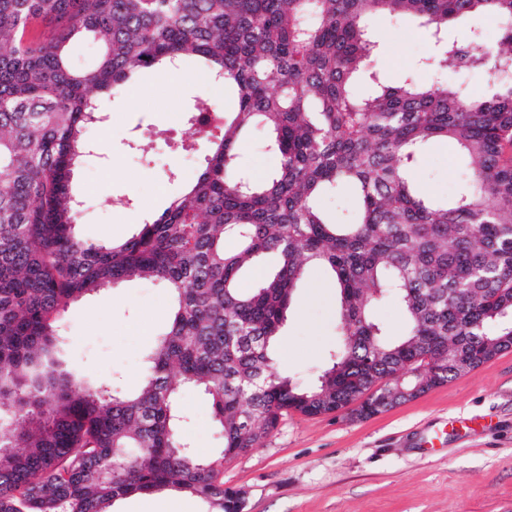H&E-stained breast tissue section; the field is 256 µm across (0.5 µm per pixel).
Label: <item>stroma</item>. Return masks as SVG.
I'll use <instances>...</instances> for the list:
<instances>
[{"instance_id": "35a3bbf8", "label": "stroma", "mask_w": 512, "mask_h": 512, "mask_svg": "<svg viewBox=\"0 0 512 512\" xmlns=\"http://www.w3.org/2000/svg\"><path fill=\"white\" fill-rule=\"evenodd\" d=\"M374 60L387 81L438 79L423 63L434 52L429 31L412 17L377 14ZM137 90L104 100L91 159L72 183L85 201L77 236L94 243L130 238L154 220L205 166L186 150L195 97L216 89L187 65L180 75L143 74ZM243 169L261 178L279 166L263 131L243 130L236 144ZM458 148L428 144L415 167L416 190L447 201L463 178ZM177 168L180 181L166 172ZM338 291L330 270L305 273L275 348L274 366L302 384L315 382L339 341ZM171 300L157 283L131 280L75 303L63 316L64 369L74 375L135 389L145 357L168 326ZM185 434L199 453L218 447L209 409L197 393L182 399ZM224 484L244 491L245 512H512V349L472 372L368 419L349 413L291 414L259 447L228 461ZM111 512H208L202 500L175 490L152 503L132 494Z\"/></svg>"}]
</instances>
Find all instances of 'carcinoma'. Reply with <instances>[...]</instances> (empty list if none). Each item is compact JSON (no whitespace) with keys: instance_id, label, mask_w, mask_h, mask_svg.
<instances>
[{"instance_id":"cac0c4a2","label":"carcinoma","mask_w":512,"mask_h":512,"mask_svg":"<svg viewBox=\"0 0 512 512\" xmlns=\"http://www.w3.org/2000/svg\"><path fill=\"white\" fill-rule=\"evenodd\" d=\"M380 12L419 19L434 39L426 66L481 69L485 94L380 79L365 24ZM477 13L501 22L500 47L448 39ZM82 41L96 57L80 68ZM187 61L237 97L231 120L220 97L193 104L187 148L204 149L205 168L127 240L79 239L72 176L93 156L102 99ZM509 72L512 0H0V512H110L164 489L237 512L224 463L288 413L375 416L398 386L430 390L512 348ZM251 126L280 160L260 180L238 165ZM435 140L459 145L467 171L444 204L411 177ZM343 189L353 215L335 222L318 200ZM267 254L275 273L241 287ZM310 266L334 273L340 341L307 387L270 348ZM131 279L169 290L171 323L139 389L86 384L60 368V321ZM389 298L405 315L399 339L373 318ZM189 391L222 442L206 457L183 436Z\"/></svg>"}]
</instances>
